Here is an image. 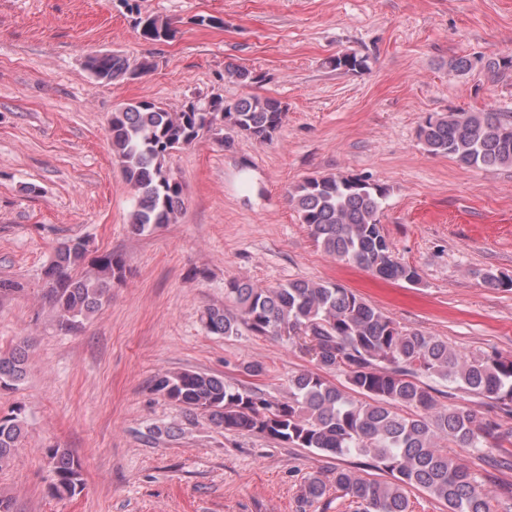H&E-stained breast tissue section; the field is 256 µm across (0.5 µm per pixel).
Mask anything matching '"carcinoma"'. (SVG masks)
Listing matches in <instances>:
<instances>
[{
  "mask_svg": "<svg viewBox=\"0 0 512 512\" xmlns=\"http://www.w3.org/2000/svg\"><path fill=\"white\" fill-rule=\"evenodd\" d=\"M136 26L150 43L172 41L178 30L168 19L147 16ZM336 70L358 73L369 57L341 53L328 60ZM85 67L98 81L134 80L154 69L145 57L131 62L115 52L89 56ZM492 76L507 78L512 54L482 63ZM224 75L240 84L264 82V76L229 63ZM287 117L274 98L248 96L229 102L215 97L207 110L196 104L172 112L153 100L117 109L108 123L112 155L136 191L129 224L143 234L173 224L185 206L184 188L167 168L171 151L193 145L222 119L229 147L243 135L260 143L273 140ZM425 151L448 156L467 167L512 166V118L487 112H434L418 129ZM385 188L353 175L327 174L293 186L290 201L316 244L341 261L384 279L419 282L417 270L399 260L380 221ZM125 262L112 252L89 256L88 241L70 238L44 269L46 298L57 321L75 329L101 310L112 282L123 277ZM488 288L512 289V276L487 271ZM235 310L209 307L202 321L218 336H237L240 326L257 335L285 337L319 366L288 376V392L271 399L259 388L233 384L215 373L196 370L155 376L154 390L191 414L201 413L226 431L265 437L292 448H308L327 457L355 456L389 474L378 480L352 468L336 467L308 475L299 487V512L330 502L334 490L352 499L354 512H412L408 493L421 489L447 512H493L492 496L475 484L468 469L448 457L447 444L483 448L488 439L502 448L512 432L454 403L440 404L434 378L512 410V358L468 356L436 336L408 331L352 290L329 281L291 280L263 288L243 278L225 283ZM24 347L0 352V389L15 390L27 376ZM341 370L348 389L326 374ZM26 425L21 404L0 415V471L16 459ZM48 495L69 499L85 487L84 468L68 448L46 449Z\"/></svg>",
  "mask_w": 512,
  "mask_h": 512,
  "instance_id": "carcinoma-1",
  "label": "carcinoma"
}]
</instances>
